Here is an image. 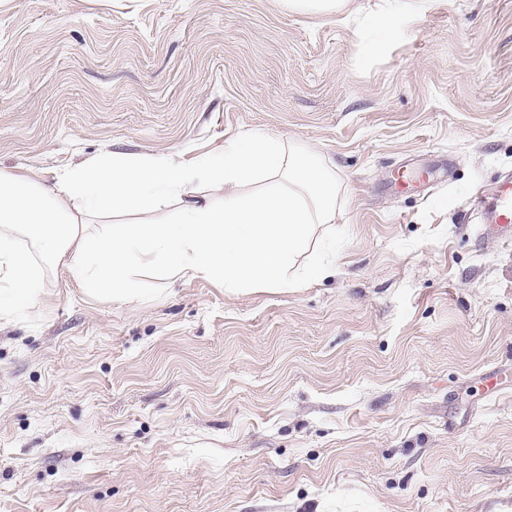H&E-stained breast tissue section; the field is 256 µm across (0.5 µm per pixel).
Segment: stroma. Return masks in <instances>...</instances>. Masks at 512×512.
Masks as SVG:
<instances>
[{"mask_svg":"<svg viewBox=\"0 0 512 512\" xmlns=\"http://www.w3.org/2000/svg\"><path fill=\"white\" fill-rule=\"evenodd\" d=\"M405 3L0 0L1 171L265 133L340 184L327 279L0 321V512H512V0ZM294 10L319 12H340L345 6V0H285ZM472 207L485 210L487 224H482V234L512 239V182L500 185L488 202L482 196H475Z\"/></svg>","mask_w":512,"mask_h":512,"instance_id":"35a3bbf8","label":"stroma"}]
</instances>
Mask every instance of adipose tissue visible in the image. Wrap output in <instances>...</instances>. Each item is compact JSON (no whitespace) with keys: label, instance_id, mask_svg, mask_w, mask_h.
I'll return each mask as SVG.
<instances>
[{"label":"adipose tissue","instance_id":"obj_1","mask_svg":"<svg viewBox=\"0 0 512 512\" xmlns=\"http://www.w3.org/2000/svg\"><path fill=\"white\" fill-rule=\"evenodd\" d=\"M250 183L263 191L241 193ZM339 191L333 167L265 134L189 164L113 153L50 177L0 171V319L43 302L59 269L112 300L162 280L257 291L326 278L318 233Z\"/></svg>","mask_w":512,"mask_h":512}]
</instances>
